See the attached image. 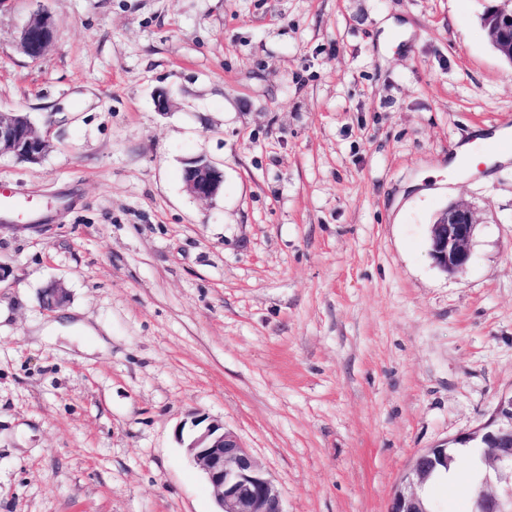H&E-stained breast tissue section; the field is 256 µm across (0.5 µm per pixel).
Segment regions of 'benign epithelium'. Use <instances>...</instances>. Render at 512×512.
I'll list each match as a JSON object with an SVG mask.
<instances>
[{
  "label": "benign epithelium",
  "mask_w": 512,
  "mask_h": 512,
  "mask_svg": "<svg viewBox=\"0 0 512 512\" xmlns=\"http://www.w3.org/2000/svg\"><path fill=\"white\" fill-rule=\"evenodd\" d=\"M503 2L490 11L486 24L492 45L512 63V0ZM54 32L53 17L37 10L21 31L22 52L33 61L41 59L53 43ZM47 147L46 136L27 113H0V155L36 163ZM184 182L193 196L211 199L219 193L224 173L197 158L188 162ZM475 224L469 206L452 203L431 225L428 254L442 271L456 273L468 265ZM39 301L43 309L54 310L67 304L69 291L53 281L41 291ZM191 426L187 452L206 475L217 512H284L280 491L236 435L220 422L199 415L191 417ZM452 444L481 450L485 476L475 490L473 512H512V394L499 399L494 414L481 428L455 437ZM449 449L443 444L415 455L387 512H432L423 488L438 467L448 466Z\"/></svg>",
  "instance_id": "7a95c632"
}]
</instances>
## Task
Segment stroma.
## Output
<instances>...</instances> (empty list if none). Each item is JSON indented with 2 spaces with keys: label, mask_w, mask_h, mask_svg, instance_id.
Instances as JSON below:
<instances>
[{
  "label": "stroma",
  "mask_w": 512,
  "mask_h": 512,
  "mask_svg": "<svg viewBox=\"0 0 512 512\" xmlns=\"http://www.w3.org/2000/svg\"><path fill=\"white\" fill-rule=\"evenodd\" d=\"M498 0H6L0 112V512H215L192 414L261 463L286 512H387L412 458L512 392V164L448 158L512 128ZM55 21L34 61L19 35ZM166 92L167 111L155 96ZM224 173L193 197L189 159ZM477 220L446 273L430 226ZM53 280L109 342H43ZM470 456L427 485L472 512ZM503 2L510 4V8H507L506 4L495 7L489 11L486 24L492 45L512 63V1L503 0ZM55 22L43 9L37 10L33 18L23 27L20 34V48L31 60L41 59L54 40ZM48 141L25 112L0 113V155L9 154L24 162H39ZM475 224L473 210L461 203L448 205L431 224L428 254L442 271L456 273L468 265Z\"/></svg>",
  "instance_id": "stroma-1"
}]
</instances>
